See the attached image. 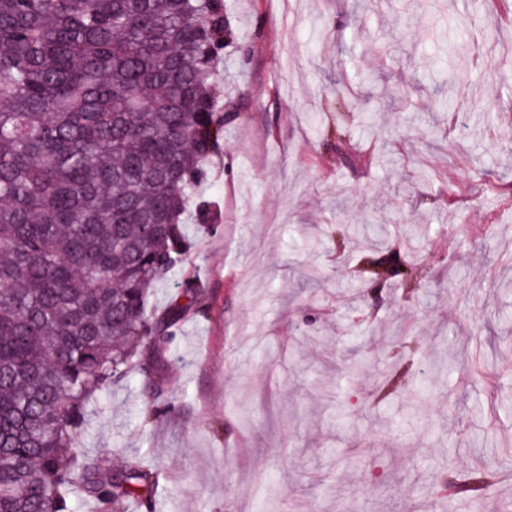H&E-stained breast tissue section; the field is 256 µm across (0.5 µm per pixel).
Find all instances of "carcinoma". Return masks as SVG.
<instances>
[{
  "label": "carcinoma",
  "instance_id": "1",
  "mask_svg": "<svg viewBox=\"0 0 512 512\" xmlns=\"http://www.w3.org/2000/svg\"><path fill=\"white\" fill-rule=\"evenodd\" d=\"M218 0H0V512H124L156 493L134 453L78 448L86 403L137 371L153 395L188 280L182 215L219 156Z\"/></svg>",
  "mask_w": 512,
  "mask_h": 512
}]
</instances>
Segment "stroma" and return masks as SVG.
Listing matches in <instances>:
<instances>
[{
  "instance_id": "35a3bbf8",
  "label": "stroma",
  "mask_w": 512,
  "mask_h": 512,
  "mask_svg": "<svg viewBox=\"0 0 512 512\" xmlns=\"http://www.w3.org/2000/svg\"><path fill=\"white\" fill-rule=\"evenodd\" d=\"M238 39L215 84L244 99L224 125L220 159L198 198L215 206L187 226L182 263L151 288L150 313L191 278L204 312L181 322L153 397L141 375L89 401L79 442L122 468L138 452L157 470L151 503L127 512H412L442 473L497 470L480 492L512 512V24L496 0H225ZM499 31L478 57L474 26ZM351 111L326 108L336 80ZM466 83L448 111L438 82ZM346 128L375 156L353 166L327 131ZM430 176L420 179L419 162ZM496 184L449 202L470 179ZM372 216L366 238L352 228ZM462 224L468 238L450 237ZM410 256V286L356 277L363 260ZM418 352L401 387L370 403L397 326ZM363 346L351 377L344 354ZM492 374L470 389L472 355ZM164 413L144 423L150 402Z\"/></svg>"
}]
</instances>
